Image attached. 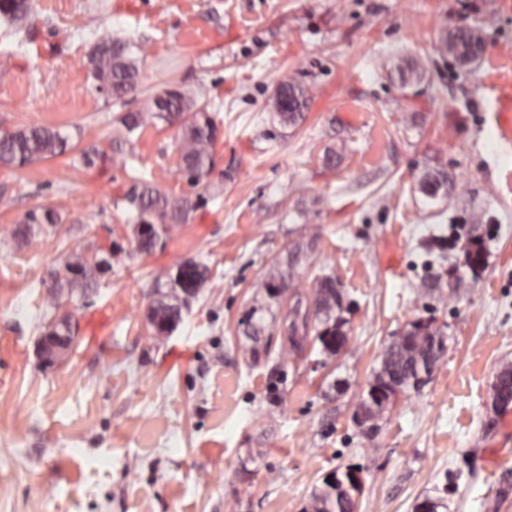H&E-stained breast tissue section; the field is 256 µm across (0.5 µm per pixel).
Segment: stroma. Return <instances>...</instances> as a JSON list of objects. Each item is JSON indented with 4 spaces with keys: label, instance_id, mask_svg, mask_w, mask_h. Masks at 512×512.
Wrapping results in <instances>:
<instances>
[{
    "label": "stroma",
    "instance_id": "stroma-1",
    "mask_svg": "<svg viewBox=\"0 0 512 512\" xmlns=\"http://www.w3.org/2000/svg\"><path fill=\"white\" fill-rule=\"evenodd\" d=\"M31 4L26 20L0 19V131L44 125L71 148L0 167V512H312L349 468L357 512H413L427 495L447 512H512V414L486 406L512 363V0ZM454 28L479 31L485 53L448 55ZM104 35L131 47L133 98L91 70ZM410 58L425 73L404 86ZM293 80L312 104L284 127L270 102ZM170 87L220 131L196 186L175 129L117 140V117ZM435 168L455 190L430 199L417 185ZM140 182L200 199L150 253L126 199ZM41 209L58 224L22 235ZM75 255L108 265L87 293L55 298ZM188 259L208 280L171 335H152L158 287ZM276 272L305 304L318 278L340 285L338 355L313 335L296 350L244 335ZM66 313L73 349L43 368L38 340ZM419 320L444 331L443 356L359 427L383 351Z\"/></svg>",
    "mask_w": 512,
    "mask_h": 512
}]
</instances>
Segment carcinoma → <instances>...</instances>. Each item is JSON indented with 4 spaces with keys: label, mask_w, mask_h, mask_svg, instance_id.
<instances>
[{
    "label": "carcinoma",
    "mask_w": 512,
    "mask_h": 512,
    "mask_svg": "<svg viewBox=\"0 0 512 512\" xmlns=\"http://www.w3.org/2000/svg\"><path fill=\"white\" fill-rule=\"evenodd\" d=\"M30 0H0V17L8 21H21L30 13ZM474 34L469 30L448 32L445 47L448 53L459 57L471 43ZM90 65L96 79L115 99H123L134 93L137 87L138 67L129 56L128 47L110 39L97 42L90 52ZM423 68L416 62L398 70L401 85L421 79ZM310 97L301 84L285 83L278 87L273 98L275 117L284 126H298L305 120ZM156 118L177 129L182 172L192 184H198L209 176L212 169L211 146L217 136L214 117L203 106L193 103L182 93L164 90L152 100L150 112H130L121 119L129 133L141 126L146 117ZM68 147V136L57 129L41 125L26 126L0 134V167H24L63 154ZM454 183L448 173L435 169L425 172L419 181V191L429 198L439 192L451 193ZM128 203L137 211L135 241L137 250L150 253L158 246L161 232L168 224H183L198 208V200L190 196L170 197L150 184L133 189ZM58 218L51 210L29 213L24 220L25 233L45 224H55ZM95 267L82 260L68 262L69 276L57 283L58 292L79 288L85 292L91 285ZM208 279L206 266L186 260L168 275L167 292L150 307L148 319L155 336L169 335L182 319V311L190 298L195 297ZM267 298L276 305L285 300L289 285L283 278L270 276L262 283ZM312 304L318 318L314 328L324 351L335 355L347 342L344 321L341 319L342 292L336 280L322 277L313 287ZM443 332L429 322L417 321L386 349L380 367L374 371L366 394L361 397L362 422L381 418L395 395L418 389V377L425 372L432 360L437 343ZM512 398V366L504 365L500 375L491 385V403ZM361 479L358 473L348 469L342 475H333L314 498V512H356L357 491Z\"/></svg>",
    "instance_id": "1"
}]
</instances>
